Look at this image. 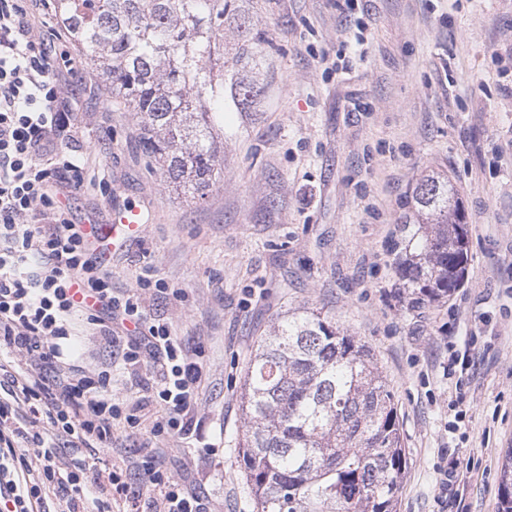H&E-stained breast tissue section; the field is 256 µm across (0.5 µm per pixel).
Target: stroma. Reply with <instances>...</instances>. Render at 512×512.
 <instances>
[{
  "label": "stroma",
  "instance_id": "1",
  "mask_svg": "<svg viewBox=\"0 0 512 512\" xmlns=\"http://www.w3.org/2000/svg\"><path fill=\"white\" fill-rule=\"evenodd\" d=\"M244 0L269 48L224 102V173L200 202L165 184L132 112L113 102L58 20L64 105L102 177L70 201L79 224L127 204L148 216L109 261L117 295L200 349L198 429L164 455L210 512H256L240 465L241 386L277 315L321 311L367 345L395 396L407 457L397 512H499L512 449V0ZM447 171L468 225L467 273L411 307L393 245L420 174ZM165 284L166 293L156 290ZM469 351L468 369L452 368ZM116 422L91 468L138 459ZM456 469L450 485L445 471Z\"/></svg>",
  "mask_w": 512,
  "mask_h": 512
}]
</instances>
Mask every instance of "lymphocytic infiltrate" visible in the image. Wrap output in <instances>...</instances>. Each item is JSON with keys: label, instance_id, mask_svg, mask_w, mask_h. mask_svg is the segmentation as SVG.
Masks as SVG:
<instances>
[{"label": "lymphocytic infiltrate", "instance_id": "obj_1", "mask_svg": "<svg viewBox=\"0 0 512 512\" xmlns=\"http://www.w3.org/2000/svg\"><path fill=\"white\" fill-rule=\"evenodd\" d=\"M38 18L37 0H0V512H106L116 497L125 512H207L154 451L84 477L87 453L111 447L117 420L152 438H189L200 353L149 318L139 297L113 295L70 218L85 164L58 145L73 117L33 34ZM80 322L103 344L123 337L124 363L157 373L147 395L117 399L111 364L65 357ZM151 406L162 418L147 416ZM132 470L141 492L128 485Z\"/></svg>", "mask_w": 512, "mask_h": 512}]
</instances>
